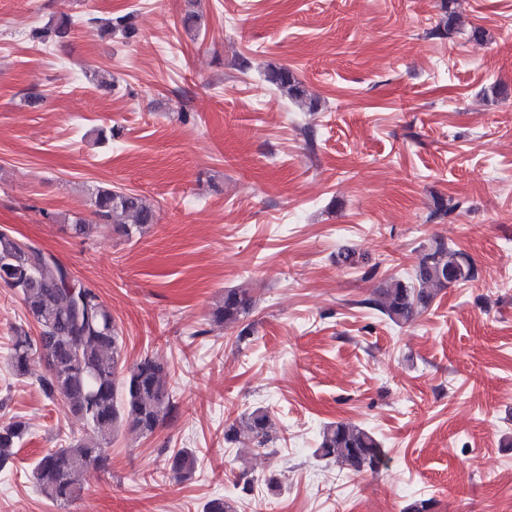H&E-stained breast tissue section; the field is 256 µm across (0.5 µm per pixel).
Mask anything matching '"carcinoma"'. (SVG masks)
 Wrapping results in <instances>:
<instances>
[{"instance_id":"obj_1","label":"carcinoma","mask_w":512,"mask_h":512,"mask_svg":"<svg viewBox=\"0 0 512 512\" xmlns=\"http://www.w3.org/2000/svg\"><path fill=\"white\" fill-rule=\"evenodd\" d=\"M104 29L118 31L126 39L136 35L128 14L106 20ZM70 30L71 22L65 18L53 27L33 30L32 39L41 43L60 40ZM267 80L298 109L308 106L304 91L288 69L269 68ZM94 207L95 217L103 224L124 219L118 229L127 235L132 228L141 229L155 219L154 209L141 196L123 191L99 190ZM475 276L468 255L436 239L421 256L412 280L389 278L367 304L402 326L428 310L440 289ZM0 281L19 291L26 316L40 328L34 338L24 331L13 337V371L25 376L35 357L44 359L47 373L40 378L44 395L64 397L72 413L98 438L91 444L74 436L67 445L46 453L35 463L33 476L40 492L57 504L68 503L79 494V476L107 461L112 435L120 426L150 435L175 413L166 384L167 365L152 356L128 368L121 365V337L98 291L65 274L61 263L48 259L41 249L2 231ZM252 307L247 293L226 290L212 308L210 320L239 328L241 338L250 334V325L244 321ZM243 429L260 445L271 441L275 423L268 408L258 406L242 415L241 424L224 428V441H238ZM25 432L26 423L18 418L0 425V468L15 455ZM316 455L334 460L357 475L376 473L386 465L378 439L370 431L346 422L324 427ZM196 466L197 457L189 448H180L169 458V474L178 481L191 478Z\"/></svg>"}]
</instances>
